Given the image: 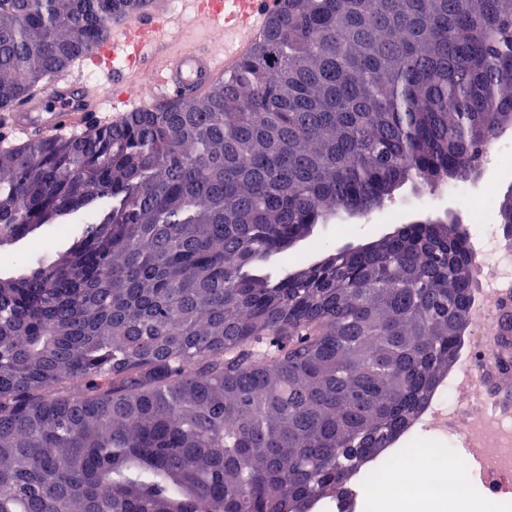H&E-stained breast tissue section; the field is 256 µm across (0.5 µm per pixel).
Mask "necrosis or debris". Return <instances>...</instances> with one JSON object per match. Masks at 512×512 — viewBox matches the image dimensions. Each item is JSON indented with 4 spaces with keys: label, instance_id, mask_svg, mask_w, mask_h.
I'll use <instances>...</instances> for the list:
<instances>
[{
    "label": "necrosis or debris",
    "instance_id": "1",
    "mask_svg": "<svg viewBox=\"0 0 512 512\" xmlns=\"http://www.w3.org/2000/svg\"><path fill=\"white\" fill-rule=\"evenodd\" d=\"M483 312L468 338L467 351L436 400L426 408V424L437 434H458L462 452H432L426 470L415 472L417 450L386 457L388 469L411 475L396 493L412 500L410 512H423L422 498L457 495L470 483L481 486L488 512H501L512 500V358L503 349L502 314L512 309V238L494 236L475 260Z\"/></svg>",
    "mask_w": 512,
    "mask_h": 512
}]
</instances>
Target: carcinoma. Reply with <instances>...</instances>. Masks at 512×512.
<instances>
[{"label": "carcinoma", "instance_id": "1", "mask_svg": "<svg viewBox=\"0 0 512 512\" xmlns=\"http://www.w3.org/2000/svg\"><path fill=\"white\" fill-rule=\"evenodd\" d=\"M142 0H0V112ZM512 127V0H283L202 95L0 147V512H310L415 423L475 299L453 216L274 278ZM512 237V193L494 207ZM51 235L52 229H49L42 236L25 239L10 251H2L0 253V272L33 265L40 259H49L56 251L63 250L67 246L68 238H61L52 250H48L45 236Z\"/></svg>", "mask_w": 512, "mask_h": 512}]
</instances>
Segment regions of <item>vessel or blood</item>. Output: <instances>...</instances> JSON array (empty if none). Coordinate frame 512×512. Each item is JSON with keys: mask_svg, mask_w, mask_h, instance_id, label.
<instances>
[{"mask_svg": "<svg viewBox=\"0 0 512 512\" xmlns=\"http://www.w3.org/2000/svg\"><path fill=\"white\" fill-rule=\"evenodd\" d=\"M192 5L209 23H223V45L206 42L200 32L176 44L161 40L159 32L167 23L163 0H148L143 19L122 21L113 28L110 46L136 51L146 46L152 49L153 70L159 78L151 88L150 100L200 94L216 78L237 69L265 37L281 0H224L220 10L212 0H192ZM99 100L91 88L80 89L68 82L56 84L46 97L30 100L11 112L9 120L17 131L53 136L84 125Z\"/></svg>", "mask_w": 512, "mask_h": 512, "instance_id": "obj_1", "label": "vessel or blood"}]
</instances>
